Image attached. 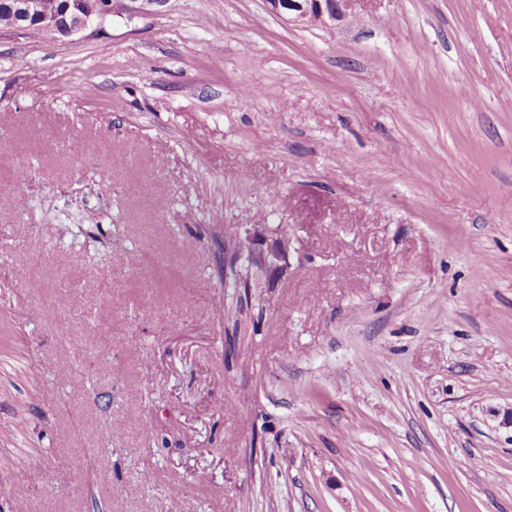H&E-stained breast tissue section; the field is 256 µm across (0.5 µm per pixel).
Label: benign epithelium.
Segmentation results:
<instances>
[{"label": "benign epithelium", "instance_id": "obj_1", "mask_svg": "<svg viewBox=\"0 0 512 512\" xmlns=\"http://www.w3.org/2000/svg\"><path fill=\"white\" fill-rule=\"evenodd\" d=\"M269 13L291 17L297 22L328 25L345 16L351 0H265ZM10 8L16 14L18 30L37 27L46 33L70 36L88 30L94 20L112 15L109 0H61L54 11H35L29 0H12ZM233 241L246 244L238 254L233 271L226 276H241L254 272L269 282L290 268L294 251L292 239L286 233H274L264 224H251L243 231L235 230Z\"/></svg>", "mask_w": 512, "mask_h": 512}]
</instances>
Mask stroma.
Returning <instances> with one entry per match:
<instances>
[{
	"label": "stroma",
	"instance_id": "stroma-1",
	"mask_svg": "<svg viewBox=\"0 0 512 512\" xmlns=\"http://www.w3.org/2000/svg\"><path fill=\"white\" fill-rule=\"evenodd\" d=\"M1 151L0 512H512V0L0 28ZM236 241L247 246L238 245V249L244 251L238 254L233 267L236 276L245 279L254 271L262 275L263 282H270L290 268V257L294 248L287 233H273L265 224H250L243 234L236 228L233 242ZM244 265L246 276L241 273Z\"/></svg>",
	"mask_w": 512,
	"mask_h": 512
}]
</instances>
